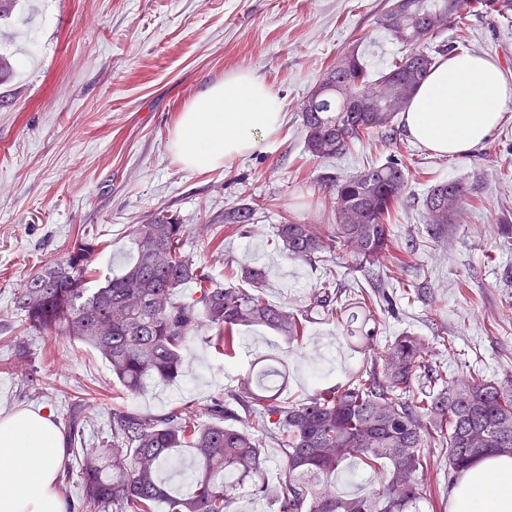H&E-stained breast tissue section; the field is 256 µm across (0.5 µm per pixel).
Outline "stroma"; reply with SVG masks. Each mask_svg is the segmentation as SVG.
<instances>
[{
	"mask_svg": "<svg viewBox=\"0 0 512 512\" xmlns=\"http://www.w3.org/2000/svg\"><path fill=\"white\" fill-rule=\"evenodd\" d=\"M392 0H17L0 19V53L14 72L0 79V414L34 410L63 425L72 400L89 406L87 442L106 438L112 410L160 414L205 403L236 388L260 356L284 360L283 395L301 400L345 381L362 364L346 331L309 324L301 353L286 355L274 333L248 327L233 357L216 354L200 330L181 375L127 396L104 359L79 343L30 330L13 308L17 288L77 238H97L99 275L133 260L132 225L161 214L185 224L186 250L216 279L229 264L263 267L264 296L304 312L327 273L348 293L376 283L422 288L378 319L376 349L402 333L419 336L449 376L483 368L512 379V103L491 137L455 158L431 152L396 121V141L375 134L328 160L305 148L301 108L338 57L354 51L370 80L402 44L375 24ZM445 42L496 60L512 76V18L476 14L449 27ZM248 69L274 93L284 121L277 136L226 166L194 170L172 147L173 128L204 84ZM400 155L408 185L391 214L393 255L379 282L352 270L348 252L332 261L289 258L271 242L285 221L331 224L329 181ZM461 183L468 199L454 223L428 230L427 191ZM258 211L248 230L210 245L226 208ZM25 358H18V349ZM42 388L30 396L26 385Z\"/></svg>",
	"mask_w": 512,
	"mask_h": 512,
	"instance_id": "35a3bbf8",
	"label": "stroma"
}]
</instances>
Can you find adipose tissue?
Here are the masks:
<instances>
[{"mask_svg":"<svg viewBox=\"0 0 512 512\" xmlns=\"http://www.w3.org/2000/svg\"><path fill=\"white\" fill-rule=\"evenodd\" d=\"M512 82L497 62L452 55L435 65L403 117L410 137L430 151L468 155L500 126ZM278 96L252 71L206 85L182 112L173 146L180 162L210 169L252 152L279 132ZM63 436L52 419L31 411L0 417V512H66L56 490ZM452 512H512V457L489 455L465 472Z\"/></svg>","mask_w":512,"mask_h":512,"instance_id":"1","label":"adipose tissue"}]
</instances>
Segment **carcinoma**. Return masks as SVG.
Returning a JSON list of instances; mask_svg holds the SVG:
<instances>
[{
    "label": "carcinoma",
    "mask_w": 512,
    "mask_h": 512,
    "mask_svg": "<svg viewBox=\"0 0 512 512\" xmlns=\"http://www.w3.org/2000/svg\"><path fill=\"white\" fill-rule=\"evenodd\" d=\"M504 16L512 0H395L376 24L405 46L376 87L368 83L359 55L346 53L302 107L306 150L332 159L374 133L394 131L417 86L452 46L434 39L472 12ZM407 185L406 169L393 159L359 174L331 180L336 223L288 221L275 238L288 256L312 260L346 249L370 273L390 252L392 210ZM462 184L433 186L423 200L429 224L451 222L464 202ZM256 208L224 210V227L242 228ZM186 225L162 215L136 224L130 240L135 262L122 273L85 287L99 251L82 237L61 260L31 275L14 299V310L32 330L84 344L104 359L126 393H142L147 382L181 373L199 326L212 333L218 353L234 352L241 327L273 331L287 348L300 346L308 316L342 323L350 336L370 341L376 314L393 308V294L354 297L341 290L315 291L306 314L268 302L265 274L241 266L233 274L245 288L226 287L184 250ZM194 288L185 293L187 285ZM286 371L260 368L239 380L231 397L204 405L185 404L161 415L112 409V432L99 443L84 440L87 405L71 404L66 419L70 447L81 478L79 512H233L237 490L274 500L277 512H421L430 478L429 449L443 452L448 481L489 454L512 456V385L478 371L452 379L433 365L424 342L405 333L380 356H367L345 382L318 388L303 401L281 397L272 378ZM210 422H199L201 415ZM282 448L285 473L271 488L264 480L266 456L249 422ZM188 448L193 469L184 493L169 494L160 478L173 452ZM350 458L383 470L379 487L366 495L336 494V471Z\"/></svg>",
    "instance_id": "obj_1"
}]
</instances>
